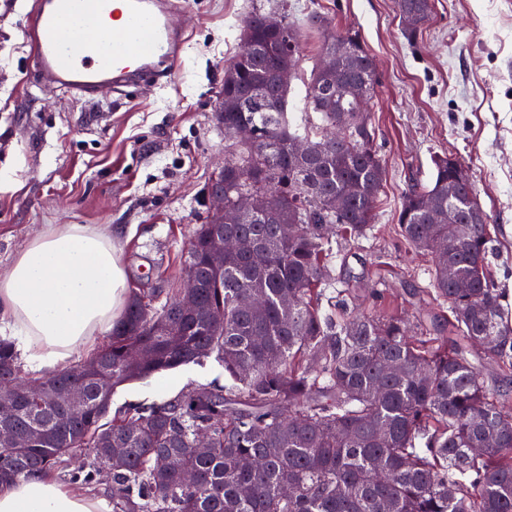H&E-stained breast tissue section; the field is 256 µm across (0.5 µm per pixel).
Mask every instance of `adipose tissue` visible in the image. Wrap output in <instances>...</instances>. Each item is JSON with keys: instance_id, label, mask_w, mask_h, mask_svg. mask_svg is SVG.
<instances>
[{"instance_id": "adipose-tissue-1", "label": "adipose tissue", "mask_w": 512, "mask_h": 512, "mask_svg": "<svg viewBox=\"0 0 512 512\" xmlns=\"http://www.w3.org/2000/svg\"><path fill=\"white\" fill-rule=\"evenodd\" d=\"M126 272L111 231L50 224L0 274V337L31 369L63 368L107 333L125 303ZM106 502L42 475L0 485V512H105Z\"/></svg>"}]
</instances>
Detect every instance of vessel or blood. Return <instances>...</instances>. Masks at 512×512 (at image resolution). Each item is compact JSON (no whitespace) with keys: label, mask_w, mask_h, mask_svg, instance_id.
<instances>
[{"label":"vessel or blood","mask_w":512,"mask_h":512,"mask_svg":"<svg viewBox=\"0 0 512 512\" xmlns=\"http://www.w3.org/2000/svg\"><path fill=\"white\" fill-rule=\"evenodd\" d=\"M178 0H32L28 26L35 80L95 100L116 89L175 76L187 27Z\"/></svg>","instance_id":"b4317fda"}]
</instances>
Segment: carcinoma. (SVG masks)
I'll return each mask as SVG.
<instances>
[{
    "label": "carcinoma",
    "mask_w": 512,
    "mask_h": 512,
    "mask_svg": "<svg viewBox=\"0 0 512 512\" xmlns=\"http://www.w3.org/2000/svg\"><path fill=\"white\" fill-rule=\"evenodd\" d=\"M397 7L415 18L412 35L432 4ZM268 18L253 11L242 20L250 40L224 74L232 147L224 178L211 183L228 207L245 194L260 207L240 224L207 220L196 229L187 255L200 284L194 313L180 310L177 292L133 288L106 342L43 377L22 378L14 345L0 340V384L17 389L0 407V425L31 435L24 448L0 444V482L38 472L93 491L106 485L112 512H512V409L496 385L480 381L466 350L478 346L512 373V294L488 270L495 240L471 178L458 175L460 161L437 155L432 181L405 192L398 214L401 238L431 259L432 288L458 343L407 336L402 317L381 311L377 291L365 314L350 310L347 288L336 292V313L323 312L332 235L358 242L376 224L385 164L362 106L377 65L355 31L312 15L321 52L336 53V92L312 74L305 101L322 134L292 132L278 78L294 72L301 33L286 16L276 30ZM240 126L252 129L251 142L233 140ZM333 128L336 140L321 144ZM306 140L313 149L296 156ZM283 224L298 225V234L282 237ZM227 236L244 247L218 270L208 256ZM255 291L263 307H241ZM217 313L223 322H214ZM138 350L148 357L133 369L127 358ZM206 358L224 368L229 387L116 412L99 406L108 377L116 389ZM57 382L87 393L64 417L31 392ZM203 432L210 448L201 454ZM77 452L92 466L68 469ZM112 453L122 464L111 463ZM189 468L196 486L182 480Z\"/></svg>",
    "instance_id": "cac0c4a2"
}]
</instances>
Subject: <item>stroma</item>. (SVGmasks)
Returning <instances> with one entry per match:
<instances>
[{
    "mask_svg": "<svg viewBox=\"0 0 512 512\" xmlns=\"http://www.w3.org/2000/svg\"><path fill=\"white\" fill-rule=\"evenodd\" d=\"M29 0H0V274L49 224H100L118 236L129 287L180 284L205 191L224 164L218 118L224 68L242 48L253 10L288 16L303 46L288 93V123L305 130V85L320 61L321 13L356 31L377 64L371 105L385 181L373 235L336 248L327 296L350 287L352 308L404 314L409 336L447 325V306L427 293L428 256L397 231L403 195L430 183L435 155L463 162L496 230L492 269L512 289V0H432L429 21L405 35L396 0H184L173 21L189 42L179 74L129 94L104 90L86 102L35 82L24 29ZM213 360L119 387L113 408L155 404L193 388L227 385Z\"/></svg>",
    "mask_w": 512,
    "mask_h": 512,
    "instance_id": "1",
    "label": "stroma"
}]
</instances>
